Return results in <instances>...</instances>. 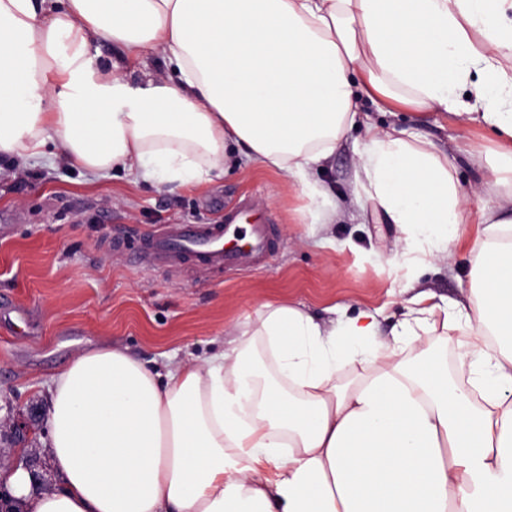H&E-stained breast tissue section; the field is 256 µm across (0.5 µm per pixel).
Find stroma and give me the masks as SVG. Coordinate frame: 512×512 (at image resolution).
I'll return each mask as SVG.
<instances>
[{
	"instance_id": "stroma-1",
	"label": "stroma",
	"mask_w": 512,
	"mask_h": 512,
	"mask_svg": "<svg viewBox=\"0 0 512 512\" xmlns=\"http://www.w3.org/2000/svg\"><path fill=\"white\" fill-rule=\"evenodd\" d=\"M358 110L379 127L453 147V175L470 194L466 225L449 261L427 267L416 289L465 300L480 208L496 194L486 188L487 170L459 149L493 153L495 136L452 115L382 111L364 96ZM366 142L363 124H356L310 172L341 204L327 226L315 224L321 204L296 180L257 162L198 186L163 190L121 172L91 180L62 161L0 165V465L28 471L33 491L60 487L47 454L48 389L59 370L106 341L161 371L221 349L226 328L281 300L320 317L331 305L350 316L378 311L380 333L390 337L413 291L396 245L398 227L378 223L356 182ZM22 171L29 174L23 185ZM237 203L270 217L276 228V249L253 267L140 261L158 225L208 223ZM460 338L427 327L404 340L400 353L411 358L438 349L452 360ZM16 420L29 425L26 441L14 434Z\"/></svg>"
}]
</instances>
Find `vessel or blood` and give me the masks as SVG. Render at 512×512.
Listing matches in <instances>:
<instances>
[{
    "label": "vessel or blood",
    "instance_id": "obj_1",
    "mask_svg": "<svg viewBox=\"0 0 512 512\" xmlns=\"http://www.w3.org/2000/svg\"><path fill=\"white\" fill-rule=\"evenodd\" d=\"M272 246L271 226L264 215L228 208L213 223L167 225L146 243L142 256L155 264L189 256L202 266L238 269L253 266Z\"/></svg>",
    "mask_w": 512,
    "mask_h": 512
}]
</instances>
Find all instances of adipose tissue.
Wrapping results in <instances>:
<instances>
[{
  "label": "adipose tissue",
  "instance_id": "1",
  "mask_svg": "<svg viewBox=\"0 0 512 512\" xmlns=\"http://www.w3.org/2000/svg\"><path fill=\"white\" fill-rule=\"evenodd\" d=\"M102 40L124 61L95 62ZM152 52L175 79L127 80ZM361 94L496 135L493 161L467 152L501 197L481 211L471 298L414 297L391 342L369 311L321 322L268 302L227 348L163 373L107 343L83 352L48 389L61 488L6 475L26 512H512V0H0V161L194 185L224 175L232 144L314 199L310 171ZM366 135L357 179L403 229L404 264L448 261L469 197L447 150ZM436 323L464 332L467 382L436 353L400 357Z\"/></svg>",
  "mask_w": 512,
  "mask_h": 512
}]
</instances>
